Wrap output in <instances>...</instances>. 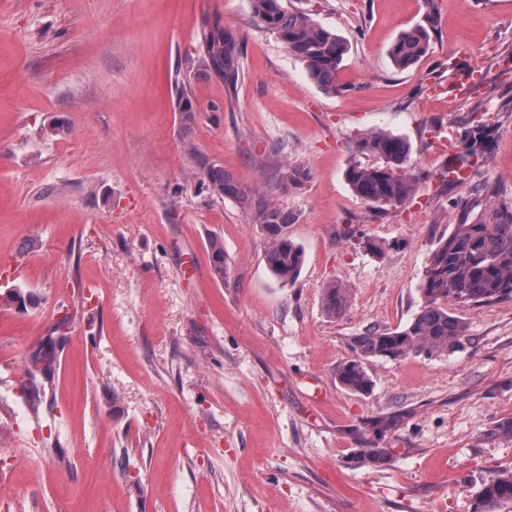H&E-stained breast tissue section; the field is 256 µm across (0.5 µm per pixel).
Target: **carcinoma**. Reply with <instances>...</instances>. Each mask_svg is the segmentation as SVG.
Listing matches in <instances>:
<instances>
[{
    "label": "carcinoma",
    "mask_w": 512,
    "mask_h": 512,
    "mask_svg": "<svg viewBox=\"0 0 512 512\" xmlns=\"http://www.w3.org/2000/svg\"><path fill=\"white\" fill-rule=\"evenodd\" d=\"M254 20L276 34L285 48L300 59L312 80L323 89L339 92L343 85L338 77L348 45L338 34L324 28L304 13L288 10L284 0H251ZM430 48L428 28L416 26L402 32L389 48V57L398 70L413 67ZM197 60L209 76L229 89L239 78V46L224 32L219 22L204 21L198 34ZM178 112L184 128H192L196 120L187 85L179 88ZM492 128L485 120H467L458 134L457 153L449 162L465 168L487 161V143ZM364 154L377 156L381 163H353L346 172L347 181L374 211L383 213L412 200L418 193L420 179L404 170L410 151L402 138L384 131L364 134L357 143ZM200 175L210 190L219 197H231L243 206L251 204L252 191L239 186L224 168L200 162ZM500 188L485 182L474 198L452 202L459 221L451 234L430 254L420 283L423 305L403 328L368 329L352 338V357L338 365L336 379L345 389L366 393L372 386L366 362L371 358L403 359L411 354L429 357L450 356L465 348L468 327L461 318L448 311V306H489L512 299V204L499 202ZM258 221L272 235L266 251L271 272L282 282H292L303 265V252L277 228L287 223L278 208L267 203L258 213ZM210 263L219 277H224V241L213 237L208 245ZM349 295L335 284L323 291L322 308L334 317L344 310ZM54 353L39 350L28 358L25 376L35 391L55 367ZM386 448H359L352 457L356 463L381 465L388 459ZM478 512H497L512 504V471L503 470L486 480L477 494Z\"/></svg>",
    "instance_id": "obj_1"
}]
</instances>
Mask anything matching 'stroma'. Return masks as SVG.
<instances>
[{
    "mask_svg": "<svg viewBox=\"0 0 512 512\" xmlns=\"http://www.w3.org/2000/svg\"><path fill=\"white\" fill-rule=\"evenodd\" d=\"M287 3L347 41L344 91L316 84L250 0H0V295L17 283L33 299L0 304V459L21 457V512H474L480 485L512 470L511 299L455 308L461 352L371 359L365 394L336 379L352 337L418 312L452 201L491 181L512 202V0ZM206 18L241 48L234 90L184 73ZM426 23L428 54L397 70L389 47ZM453 60L482 83L459 101L430 95ZM472 114L495 126L489 160L441 180L430 132ZM60 121L70 135L50 134ZM380 129L410 143L406 171L433 178L377 216L346 171L377 163L356 144ZM203 160L253 206L212 194ZM286 165L304 178L282 181ZM259 202L287 214L281 232L304 251L292 283L267 267ZM334 283L350 291L336 318L322 310ZM50 348L35 413L24 364ZM378 415L393 428L372 429ZM357 448L390 458L357 464Z\"/></svg>",
    "mask_w": 512,
    "mask_h": 512,
    "instance_id": "1",
    "label": "stroma"
}]
</instances>
